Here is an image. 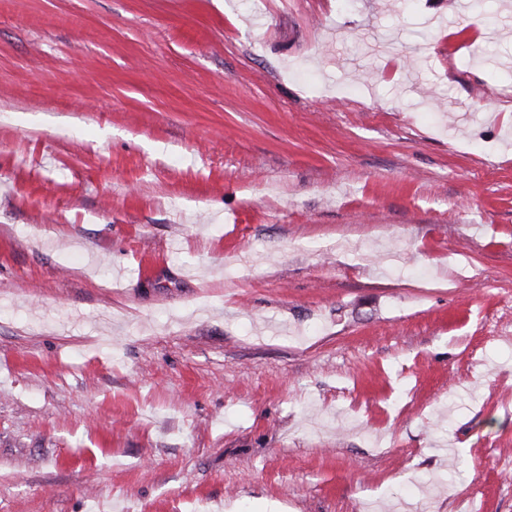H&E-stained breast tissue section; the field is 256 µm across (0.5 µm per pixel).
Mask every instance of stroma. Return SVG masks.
<instances>
[{
	"instance_id": "35a3bbf8",
	"label": "stroma",
	"mask_w": 512,
	"mask_h": 512,
	"mask_svg": "<svg viewBox=\"0 0 512 512\" xmlns=\"http://www.w3.org/2000/svg\"><path fill=\"white\" fill-rule=\"evenodd\" d=\"M512 512V0H0V512Z\"/></svg>"
}]
</instances>
